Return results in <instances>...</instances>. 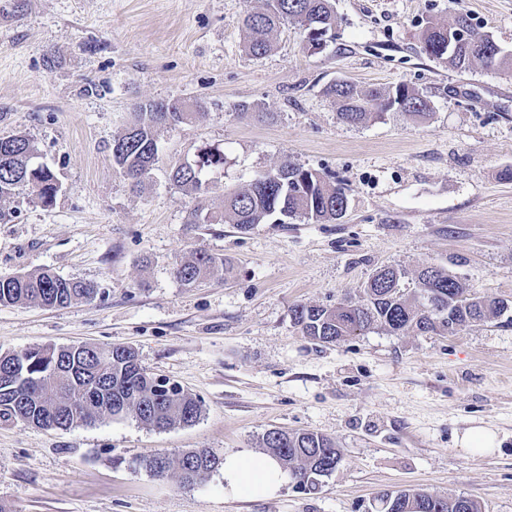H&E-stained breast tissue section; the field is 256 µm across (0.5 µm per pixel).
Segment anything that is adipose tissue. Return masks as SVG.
Instances as JSON below:
<instances>
[{
  "mask_svg": "<svg viewBox=\"0 0 512 512\" xmlns=\"http://www.w3.org/2000/svg\"><path fill=\"white\" fill-rule=\"evenodd\" d=\"M224 495L230 499H264L282 487L285 472L272 456L248 453L225 455Z\"/></svg>",
  "mask_w": 512,
  "mask_h": 512,
  "instance_id": "ef3b65f1",
  "label": "adipose tissue"
}]
</instances>
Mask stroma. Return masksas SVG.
<instances>
[{"instance_id":"stroma-1","label":"stroma","mask_w":512,"mask_h":512,"mask_svg":"<svg viewBox=\"0 0 512 512\" xmlns=\"http://www.w3.org/2000/svg\"><path fill=\"white\" fill-rule=\"evenodd\" d=\"M263 0H0V136L25 132L62 184L52 206L0 202V275L49 269L94 285L65 308L0 306V350L91 343L134 348L148 372L202 403L192 425L133 417L68 429L0 424V503L11 512H376L384 492L466 496L512 512V68L459 72L422 50L427 18L468 14L512 54V0H333L336 38L308 50L288 24L256 58L242 19ZM343 79L423 92L428 116L388 111L341 123L324 93ZM143 100L202 104L161 130L159 162L132 189L112 139ZM266 120L243 119L238 104ZM204 146L224 151L207 195L168 171ZM291 159L343 188L338 221L191 224L225 191ZM225 258L227 279L189 287L173 268ZM444 268L503 300L500 317L452 334L374 328L333 344L303 336L292 308L359 298L383 266ZM497 435L491 454L460 444ZM336 442L343 463L316 487L228 500L217 470L191 487L139 457L263 450L269 430ZM463 448L478 451L480 453L488 452L493 449L495 444V434L490 429L475 428L468 431L462 439Z\"/></svg>"}]
</instances>
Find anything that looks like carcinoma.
I'll use <instances>...</instances> for the list:
<instances>
[{
	"label": "carcinoma",
	"instance_id": "1",
	"mask_svg": "<svg viewBox=\"0 0 512 512\" xmlns=\"http://www.w3.org/2000/svg\"><path fill=\"white\" fill-rule=\"evenodd\" d=\"M294 23L306 32L312 49L321 47L314 32L335 30L336 17L331 0H265L260 10L248 12L242 21L247 35L246 49L254 57L265 55L270 37L278 28ZM473 29L468 16L458 15L448 25L430 21L423 32L422 50L444 60L451 67L467 71L475 63L485 67L512 66V54L483 41L461 43L457 31ZM336 100L338 119L358 125L371 115L387 111L425 117L430 101L405 83L390 89L359 87L342 80L326 88ZM203 106L190 109L180 101H142L136 105L135 121L112 139V163L136 187L145 185L158 163L159 131L168 126L193 122ZM38 148L26 134L0 137V200L20 192L49 206L59 189L57 176L48 166L36 162ZM224 168V151L217 147L200 149L186 164L172 167L169 181L177 187L205 194L213 190L208 175ZM343 189L319 173L288 159L257 175L247 185L224 193L220 210L197 208L188 224H234L249 231L272 219L286 224L297 218L322 223L339 220L347 211ZM224 258L206 251L174 267L175 277L185 285L207 278L222 277ZM404 273L394 267L377 270L364 287L359 302L334 307L297 304L292 308L302 335L334 343L379 327L399 335L457 331L471 322L489 320L506 311V305L471 292L456 276L437 266L419 270L413 287H401ZM96 289L63 278L49 269L36 273L0 276V305L21 304L41 308L64 307L77 300L91 301ZM87 385H97L104 401L91 404L82 394ZM201 401L167 380L149 374L138 354L129 347L114 346L107 355L93 345L32 348L23 352L0 353V423L22 422L41 429H67L91 424L103 418L122 419L128 415L158 430L190 425L200 419ZM279 437L265 434L263 447L303 485L336 472L343 460L342 450L321 434L305 430H279ZM223 459L211 451L185 450L175 456L151 455L140 465L152 475L164 478L172 471L180 483L193 486L206 474L219 469ZM378 512H482L478 501L465 496L437 497L423 491L384 493Z\"/></svg>",
	"mask_w": 512,
	"mask_h": 512
}]
</instances>
